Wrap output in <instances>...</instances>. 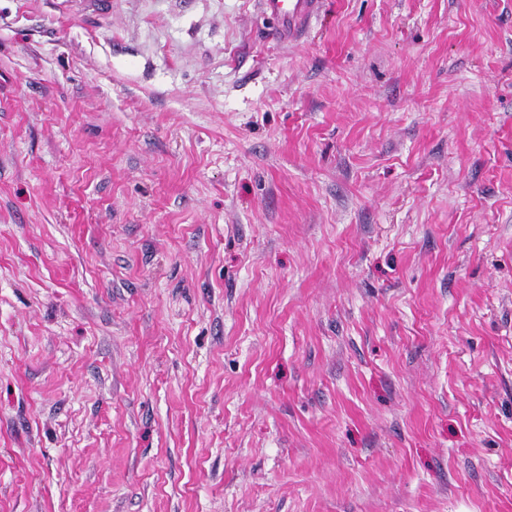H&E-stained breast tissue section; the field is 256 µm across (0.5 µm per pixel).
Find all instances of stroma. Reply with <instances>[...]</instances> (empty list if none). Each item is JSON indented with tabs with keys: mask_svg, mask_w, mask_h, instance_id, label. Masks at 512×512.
Segmentation results:
<instances>
[{
	"mask_svg": "<svg viewBox=\"0 0 512 512\" xmlns=\"http://www.w3.org/2000/svg\"><path fill=\"white\" fill-rule=\"evenodd\" d=\"M0 0V512H512V0ZM262 12L273 25L278 41H295L309 27L322 7V0H260Z\"/></svg>",
	"mask_w": 512,
	"mask_h": 512,
	"instance_id": "obj_1",
	"label": "stroma"
}]
</instances>
